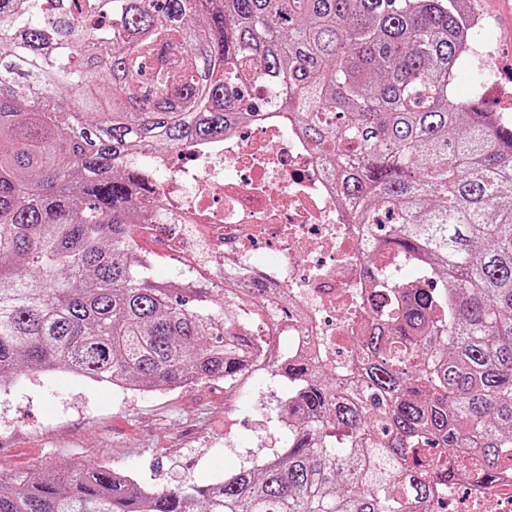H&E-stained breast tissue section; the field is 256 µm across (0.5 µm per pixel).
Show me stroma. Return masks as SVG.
Listing matches in <instances>:
<instances>
[{"mask_svg":"<svg viewBox=\"0 0 512 512\" xmlns=\"http://www.w3.org/2000/svg\"><path fill=\"white\" fill-rule=\"evenodd\" d=\"M481 18L478 39L500 48V86L512 85V0H466ZM160 283L195 282L224 297L221 272L180 271L160 239L136 235ZM270 394L252 399L246 381L197 383L173 391L127 392L58 370L20 374L0 392V471L32 475L72 464L101 463L146 486L175 489L193 479L224 477L256 454L280 450L278 417L286 385L268 378Z\"/></svg>","mask_w":512,"mask_h":512,"instance_id":"obj_1","label":"stroma"}]
</instances>
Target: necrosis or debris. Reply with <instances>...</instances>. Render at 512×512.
<instances>
[{
    "label": "necrosis or debris",
    "mask_w": 512,
    "mask_h": 512,
    "mask_svg": "<svg viewBox=\"0 0 512 512\" xmlns=\"http://www.w3.org/2000/svg\"><path fill=\"white\" fill-rule=\"evenodd\" d=\"M133 162L148 171L161 200L145 217V234L163 235L197 273L219 260L239 298L261 284L287 299V313L262 312L258 357L283 338L290 357L340 376L350 370L353 340L373 323L371 286L394 277L397 265L388 256L370 266L369 237L352 223L327 166L277 107L261 110L251 125ZM433 512H512V477L490 490L460 479Z\"/></svg>",
    "instance_id": "4bbe7bcc"
}]
</instances>
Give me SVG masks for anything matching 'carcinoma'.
Segmentation results:
<instances>
[{
    "mask_svg": "<svg viewBox=\"0 0 512 512\" xmlns=\"http://www.w3.org/2000/svg\"><path fill=\"white\" fill-rule=\"evenodd\" d=\"M470 25L462 0H0V381L247 373L231 289L212 308L150 279L132 229L159 199L129 156L254 120L263 80L371 258L430 277L380 289L344 390L270 357L273 456L174 490L104 465L0 474V512H430L458 457L478 486L512 473V122L453 93Z\"/></svg>",
    "mask_w": 512,
    "mask_h": 512,
    "instance_id": "obj_1",
    "label": "carcinoma"
}]
</instances>
